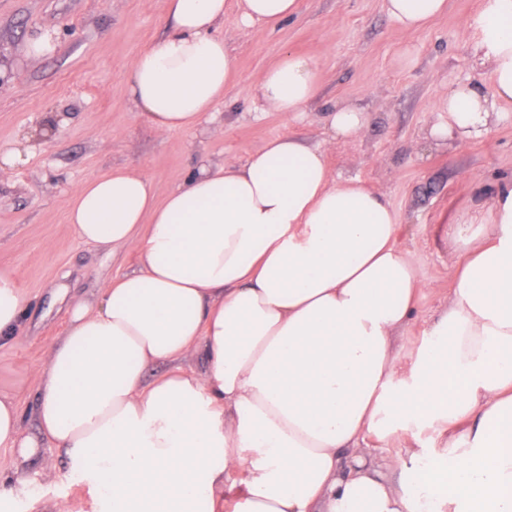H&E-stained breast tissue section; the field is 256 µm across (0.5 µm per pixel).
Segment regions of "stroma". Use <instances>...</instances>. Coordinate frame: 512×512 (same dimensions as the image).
Segmentation results:
<instances>
[{"instance_id":"stroma-1","label":"stroma","mask_w":512,"mask_h":512,"mask_svg":"<svg viewBox=\"0 0 512 512\" xmlns=\"http://www.w3.org/2000/svg\"><path fill=\"white\" fill-rule=\"evenodd\" d=\"M445 13L406 32L382 0H301L293 20L272 28L224 21L220 32L236 59L232 81L217 105L222 133L193 129L158 135L132 108L126 74L136 54L164 38L166 0H0V54L11 68L0 77V149L28 141L23 163L0 173V269L16 271L29 299L16 339L0 346V397L14 398L24 430L38 432L37 370L65 331L70 303L94 298L102 284L138 268L128 250L108 255L80 240L66 220L67 203L82 183L116 168H133L165 197L193 171L200 154L244 162L279 135L310 145L328 143L337 181L358 179L385 193L403 224L399 248L417 265L425 287L406 334L419 341L447 306L459 250L436 237L441 224L487 217L497 187L512 180V109L490 133L465 144L435 142L436 100L472 83L492 93L488 65L478 61L474 31L465 30L482 0H447ZM54 36L39 61L27 42ZM314 58L319 93L295 121L262 111L253 86L281 54ZM364 106L369 124L357 139L329 144L325 123L335 105ZM56 469L36 498L15 512H52L54 502L83 512L87 487L73 483L62 451L46 448Z\"/></svg>"}]
</instances>
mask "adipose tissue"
I'll list each match as a JSON object with an SVG mask.
<instances>
[{
	"instance_id": "1",
	"label": "adipose tissue",
	"mask_w": 512,
	"mask_h": 512,
	"mask_svg": "<svg viewBox=\"0 0 512 512\" xmlns=\"http://www.w3.org/2000/svg\"><path fill=\"white\" fill-rule=\"evenodd\" d=\"M383 8L411 32L446 0ZM298 12L299 0H168L171 34L128 70L135 111L161 134L197 128L234 70L225 18L274 26ZM471 26L494 92L450 89L437 140L483 137L512 106V0H483ZM254 92L296 118L318 95L317 64L285 51ZM326 124L352 140L368 114L339 104ZM67 219L109 253L137 250L139 269L70 306L39 369V433L0 399V447L27 460L52 441L91 512H512V185L491 223L444 226L463 250L453 295L403 351L393 338L424 283L397 245L399 214L359 180L337 182L324 147L284 136L242 163L203 154L162 200L118 168L77 187ZM26 308L16 272L0 271V343ZM198 352L207 369L185 372ZM158 363L168 372L147 379ZM425 430L436 450L403 447L397 482L362 454Z\"/></svg>"
}]
</instances>
